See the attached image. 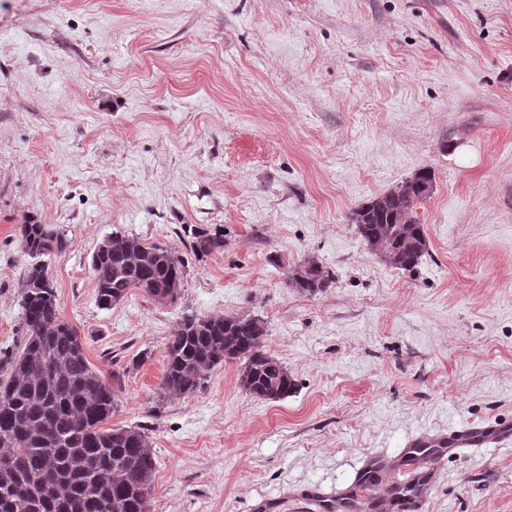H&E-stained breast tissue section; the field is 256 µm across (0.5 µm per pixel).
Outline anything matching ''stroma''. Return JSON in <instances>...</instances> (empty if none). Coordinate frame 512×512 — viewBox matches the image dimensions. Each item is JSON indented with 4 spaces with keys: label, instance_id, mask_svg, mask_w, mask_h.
I'll return each instance as SVG.
<instances>
[{
    "label": "stroma",
    "instance_id": "stroma-1",
    "mask_svg": "<svg viewBox=\"0 0 512 512\" xmlns=\"http://www.w3.org/2000/svg\"><path fill=\"white\" fill-rule=\"evenodd\" d=\"M416 271L368 250L352 212L419 169ZM47 257L88 360L119 374L109 426L156 459L150 512H302L411 436L512 422V0H0V348L26 334L16 226ZM220 230L194 255L187 227ZM175 248L176 303L98 308L112 233ZM314 259L308 295L285 277ZM256 317L288 398L236 363L155 405L182 316ZM422 512H512V442L434 460ZM22 252L31 259H40L61 252L68 247L64 232L50 229L46 224L25 221L17 225ZM190 249L195 255H211L215 252L220 253L224 250V234L214 231L198 232L193 236L190 243ZM332 275L315 260H307L295 267L286 277V286L296 288L302 293L316 294L329 288Z\"/></svg>",
    "mask_w": 512,
    "mask_h": 512
}]
</instances>
